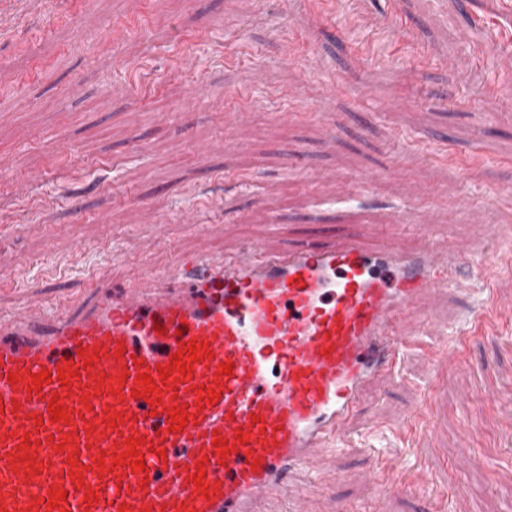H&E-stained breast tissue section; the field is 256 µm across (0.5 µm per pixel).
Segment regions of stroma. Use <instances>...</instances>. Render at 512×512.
Masks as SVG:
<instances>
[{
  "mask_svg": "<svg viewBox=\"0 0 512 512\" xmlns=\"http://www.w3.org/2000/svg\"><path fill=\"white\" fill-rule=\"evenodd\" d=\"M492 39L512 46V0H0V250L23 261L0 310L83 294L94 268L118 290L179 253L319 227L374 249L415 248L424 230L457 253L497 247L494 227L512 226V60L487 53ZM508 278L494 267L412 316L422 330L368 386L338 474L301 477L311 512H512V399L495 396L512 384V291L457 363L427 358ZM381 452L405 493L366 482Z\"/></svg>",
  "mask_w": 512,
  "mask_h": 512,
  "instance_id": "obj_1",
  "label": "stroma"
}]
</instances>
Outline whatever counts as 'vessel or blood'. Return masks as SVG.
Listing matches in <instances>:
<instances>
[{
    "label": "vessel or blood",
    "mask_w": 512,
    "mask_h": 512,
    "mask_svg": "<svg viewBox=\"0 0 512 512\" xmlns=\"http://www.w3.org/2000/svg\"><path fill=\"white\" fill-rule=\"evenodd\" d=\"M510 263L511 248L373 253L339 233L185 253L119 298L94 272L81 298L1 310L0 512H265L273 495L307 512L294 475L335 471L365 386L417 337L400 330L413 306ZM395 467L373 461L380 496L403 492Z\"/></svg>",
    "instance_id": "obj_1"
}]
</instances>
